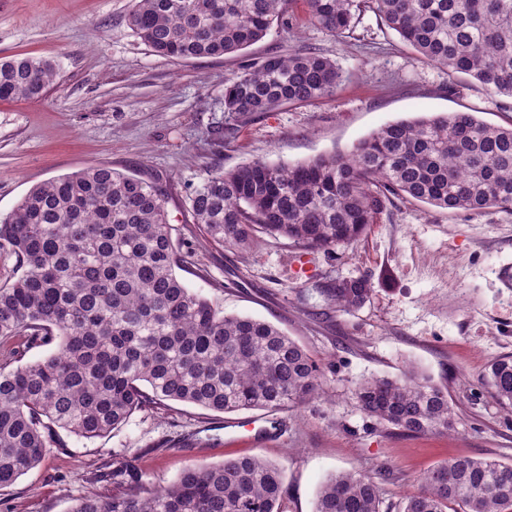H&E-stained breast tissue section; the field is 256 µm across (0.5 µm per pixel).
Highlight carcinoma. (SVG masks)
Wrapping results in <instances>:
<instances>
[{"label": "carcinoma", "mask_w": 512, "mask_h": 512, "mask_svg": "<svg viewBox=\"0 0 512 512\" xmlns=\"http://www.w3.org/2000/svg\"><path fill=\"white\" fill-rule=\"evenodd\" d=\"M297 1L309 24L334 35L368 3L420 61L512 96V0H133L128 22L158 56L220 57L259 42L275 21L292 32ZM56 76L49 59L1 57L0 100L39 101ZM341 78L323 52L290 45L225 80L224 112L243 122L328 98ZM393 197L512 211V126L472 112L401 120L347 154L207 168L186 205L227 248L246 249L260 230L320 251L356 244ZM0 251L24 268L0 285V488L40 465L59 429L92 439L164 401L232 413L294 408L320 394L319 369L295 339L270 322L222 313L177 278L188 261L154 180L89 167L37 184L0 215ZM371 292L366 278L326 289L343 309ZM53 343L51 355L23 361L31 346ZM485 380L512 406L511 356L492 362ZM354 398L363 414L405 433L457 428L447 389L412 366L364 379ZM419 484L400 512H512V465L458 456ZM112 487L71 512H283L282 471L258 457L188 466L161 489L119 460ZM314 512H382V500L371 477L338 472L321 486Z\"/></svg>", "instance_id": "obj_1"}]
</instances>
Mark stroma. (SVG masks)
Listing matches in <instances>:
<instances>
[{
  "label": "stroma",
  "instance_id": "obj_1",
  "mask_svg": "<svg viewBox=\"0 0 512 512\" xmlns=\"http://www.w3.org/2000/svg\"><path fill=\"white\" fill-rule=\"evenodd\" d=\"M132 0H0V57L52 59L56 81L38 102L0 100V214L31 187L94 166L160 180L172 234L190 266L182 277L224 313L274 323L317 363L325 393L287 410L218 413L173 401L135 412L95 439L58 430L44 462L0 489V512H70L77 499L112 491V462L135 461L154 489L190 464L254 456L284 472V512H313L323 482L339 471L372 477L383 512H399L417 479L459 455L512 463V407L483 383L487 366L512 354V212L474 214L392 198L353 246L309 252L255 233L235 252L208 239L184 202L210 166L253 159L297 163L345 154L380 126L440 112H472L512 125V97L473 79L449 78L422 63L372 11L333 36L299 24L296 45L336 60L343 79L333 96L226 125L224 81L262 55L287 48L272 26L250 48L219 58L156 56L130 28ZM368 277L372 292L356 309L324 293L342 279ZM416 365L448 388L455 432L398 433L362 414L356 386ZM275 422L247 440L250 422ZM236 424L237 443L225 427Z\"/></svg>",
  "mask_w": 512,
  "mask_h": 512
}]
</instances>
